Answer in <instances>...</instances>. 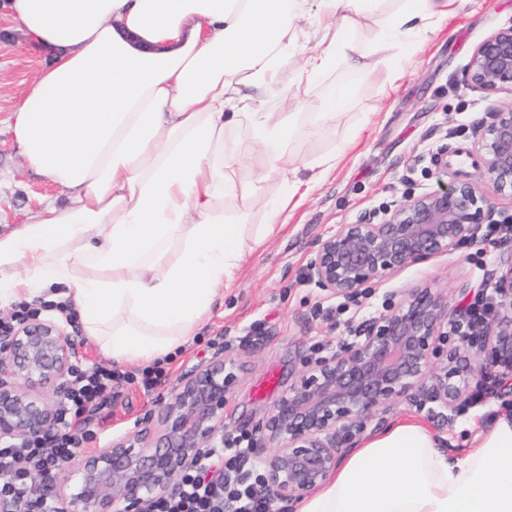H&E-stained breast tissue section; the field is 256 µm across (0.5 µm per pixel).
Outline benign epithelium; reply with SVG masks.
Masks as SVG:
<instances>
[{
	"label": "benign epithelium",
	"mask_w": 512,
	"mask_h": 512,
	"mask_svg": "<svg viewBox=\"0 0 512 512\" xmlns=\"http://www.w3.org/2000/svg\"><path fill=\"white\" fill-rule=\"evenodd\" d=\"M468 86L512 97V25L492 32L472 50ZM470 154L480 181L462 178L456 154L434 159L442 186L341 224L317 242L306 276L330 296L358 299L404 268L439 253H453L479 237L485 224H511L512 215L487 203L485 187L512 198V101L492 112ZM451 181H446V177ZM495 300L480 323L430 286L392 294L386 312L368 320L355 340L304 363L264 424L260 479L271 502L294 501L325 484L351 441L377 415L407 404H437L448 423L469 400L470 381L494 375L506 387L512 375V262L493 273ZM456 341L449 342V337ZM78 344L60 326L36 318L0 336V445L20 448L52 431L50 398L68 390ZM234 363L219 347L179 378L156 421L121 434L92 454L78 449L58 463L78 478L33 486L50 491L60 512H150L214 448L224 446V404L235 382ZM0 512H32L27 494L0 495Z\"/></svg>",
	"instance_id": "obj_1"
}]
</instances>
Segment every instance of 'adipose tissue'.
<instances>
[{"instance_id": "adipose-tissue-1", "label": "adipose tissue", "mask_w": 512, "mask_h": 512, "mask_svg": "<svg viewBox=\"0 0 512 512\" xmlns=\"http://www.w3.org/2000/svg\"><path fill=\"white\" fill-rule=\"evenodd\" d=\"M307 0H0L45 62L9 119L28 168L65 196L29 209L0 235V310L65 303L115 365L176 354L224 303L249 246H260L336 170L345 145L290 162L297 113L270 121L242 88L267 93L298 49ZM380 0H319L330 40L306 56L297 83L337 64L376 67L354 36ZM448 0H400L380 45L431 30ZM247 141L231 139L237 126ZM267 160L282 188L261 198L265 223L224 209L245 153ZM298 512H512V415L449 457L422 425L399 422L364 441Z\"/></svg>"}]
</instances>
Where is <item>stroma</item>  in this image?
Returning a JSON list of instances; mask_svg holds the SVG:
<instances>
[{"label":"stroma","mask_w":512,"mask_h":512,"mask_svg":"<svg viewBox=\"0 0 512 512\" xmlns=\"http://www.w3.org/2000/svg\"><path fill=\"white\" fill-rule=\"evenodd\" d=\"M453 17L416 37V50L402 58V45L384 50V63L368 76L337 65L331 77L314 88L295 84L290 61L280 86L258 97L271 121L283 114L321 111L336 83L350 82L353 99L342 120L298 135L292 156L306 162L352 133L359 120L369 127L336 171L323 180L285 227L248 255L224 304L186 349L163 364L164 382L144 392L141 368H128V381L89 404L72 423L81 446L91 452L113 436L137 431L139 422L167 402L180 375L224 345L234 360L237 379L224 406L230 436L260 439L261 427L281 396L296 380L304 358L329 355L348 340L349 326L383 313L388 297L403 288L431 283L445 289L449 309L466 305L482 289L493 287L489 273L512 260V236L499 239L478 255L477 244L439 254L411 265L374 286L358 302L329 296L309 281L305 266L319 238L337 225L437 189L434 157L441 149H470L475 132L491 113L512 102L504 94L467 88L466 68L474 46L495 30L512 25V0H450ZM41 66L25 34L0 18V232L21 224L30 207L61 202L57 188L27 171L4 123ZM272 387H265L267 378ZM490 396L468 401L450 423L433 418L428 408L401 406L397 419H410L443 437L450 454L466 453L473 437L491 424L499 402L512 394L489 382Z\"/></svg>","instance_id":"stroma-1"}]
</instances>
